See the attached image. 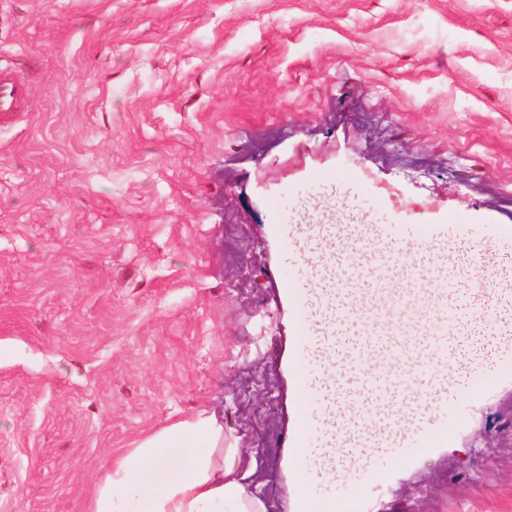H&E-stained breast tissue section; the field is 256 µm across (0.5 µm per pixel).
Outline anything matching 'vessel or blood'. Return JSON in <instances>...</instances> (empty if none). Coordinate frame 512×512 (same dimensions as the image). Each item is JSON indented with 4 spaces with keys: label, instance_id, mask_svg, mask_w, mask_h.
<instances>
[{
    "label": "vessel or blood",
    "instance_id": "b4317fda",
    "mask_svg": "<svg viewBox=\"0 0 512 512\" xmlns=\"http://www.w3.org/2000/svg\"><path fill=\"white\" fill-rule=\"evenodd\" d=\"M29 89L11 71L0 69V118L25 111ZM376 246L347 257L330 268L326 277L336 290L332 297L342 315L357 314L360 325L355 335L338 341L321 335L312 325H301L299 338L306 345L299 368L316 376L323 363L317 354L327 347L336 360L329 392L312 390L307 401L310 426L309 447H316L322 417L332 419V429L342 438L349 453H359L357 436L373 419H380L399 452L432 444L434 433L462 426L475 408L481 386L491 381H512V347L493 351L490 365L470 370L465 379L446 394L426 420H418L414 403L428 399L433 389L443 387L446 371L453 368L457 336L465 321L486 327L499 322V302L491 288L497 268L512 259V229L500 224H472L458 216L445 224H377L373 227ZM421 247L426 270L420 287L436 289L432 302L433 327L422 331L413 316L389 322L377 309L350 298L352 284L383 283L392 266L394 241ZM469 241L481 242L476 263L469 275L471 308L457 306L459 274L448 248Z\"/></svg>",
    "mask_w": 512,
    "mask_h": 512
}]
</instances>
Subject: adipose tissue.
Masks as SVG:
<instances>
[{"instance_id": "ef3b65f1", "label": "adipose tissue", "mask_w": 512, "mask_h": 512, "mask_svg": "<svg viewBox=\"0 0 512 512\" xmlns=\"http://www.w3.org/2000/svg\"><path fill=\"white\" fill-rule=\"evenodd\" d=\"M224 424L200 412L142 439L95 481L89 512H267Z\"/></svg>"}]
</instances>
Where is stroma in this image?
<instances>
[{
  "label": "stroma",
  "mask_w": 512,
  "mask_h": 512,
  "mask_svg": "<svg viewBox=\"0 0 512 512\" xmlns=\"http://www.w3.org/2000/svg\"><path fill=\"white\" fill-rule=\"evenodd\" d=\"M0 512H86L142 437L223 415L299 512V322L342 224L512 226V0H0ZM308 232L303 257L289 252ZM334 512H512V383ZM29 89L25 82L7 69H0V118L26 110Z\"/></svg>",
  "instance_id": "obj_1"
}]
</instances>
